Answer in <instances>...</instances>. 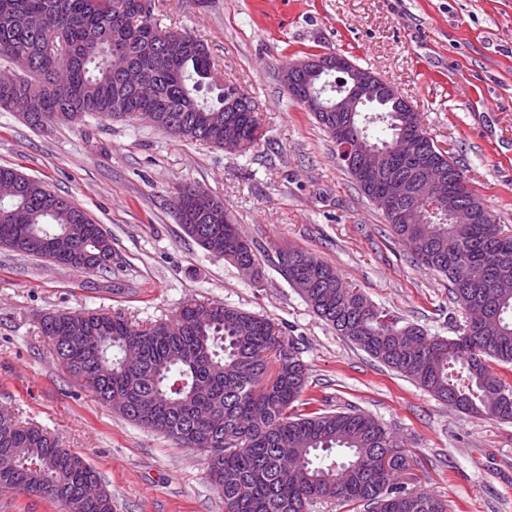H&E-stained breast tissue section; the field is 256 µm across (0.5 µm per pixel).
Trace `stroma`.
Instances as JSON below:
<instances>
[{
  "label": "stroma",
  "mask_w": 512,
  "mask_h": 512,
  "mask_svg": "<svg viewBox=\"0 0 512 512\" xmlns=\"http://www.w3.org/2000/svg\"><path fill=\"white\" fill-rule=\"evenodd\" d=\"M161 28L203 40L225 83L252 98L263 138L230 154L143 119L89 116L33 130L0 111V165L42 180L112 236L102 278L0 249V407L53 434L112 493L113 512H224L204 453L127 421L59 365L41 316L99 311L144 325L187 299L268 318L310 368L305 395L358 408L414 453L408 487L448 512H512V422L463 415L315 315L277 271L301 248L401 324L459 336L446 278L418 266L290 99L281 72L337 52L398 87L498 224L512 230V0H153ZM223 201L256 248L245 277L183 231L181 187Z\"/></svg>",
  "instance_id": "stroma-1"
}]
</instances>
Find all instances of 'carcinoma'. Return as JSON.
Wrapping results in <instances>:
<instances>
[{"label": "carcinoma", "mask_w": 512, "mask_h": 512, "mask_svg": "<svg viewBox=\"0 0 512 512\" xmlns=\"http://www.w3.org/2000/svg\"><path fill=\"white\" fill-rule=\"evenodd\" d=\"M28 61L0 110L18 112L34 130L45 124L23 111L38 97L54 122L88 115L123 119L149 112L167 133L224 143V93L209 89L207 46L190 34L150 23L138 0H0V57ZM134 67L156 90L142 99L121 82ZM365 144L385 148L401 131L393 112L373 102L359 117ZM237 129L256 143V116L237 113ZM328 134L348 125L343 112H317ZM348 175L382 213L392 234L422 266L446 277L464 314L460 336L448 341L398 322L349 286L327 262L290 248L275 266L320 318L401 376L440 401L454 398L460 412L512 421V384L493 365L512 366V294L497 290L499 274L512 277V234L484 211L471 188L449 204L472 219L429 212L410 198L389 211L355 172ZM0 181L18 192L0 200V249L100 276L112 273V237L74 202L15 168L0 166ZM183 231L211 256L257 268L255 246L238 224L224 223V204L201 211L175 206ZM64 369L91 385L116 412L184 448L207 453L209 477L224 498V512H309L334 501L363 512H447L446 503L400 481L413 460L372 416L356 411L297 414L308 368L273 324L222 303L184 302L173 322L134 327L118 315L48 313L40 321ZM64 336H88L69 344ZM0 491L36 495L106 512L98 472L43 430L15 422L0 410Z\"/></svg>", "instance_id": "cac0c4a2"}]
</instances>
